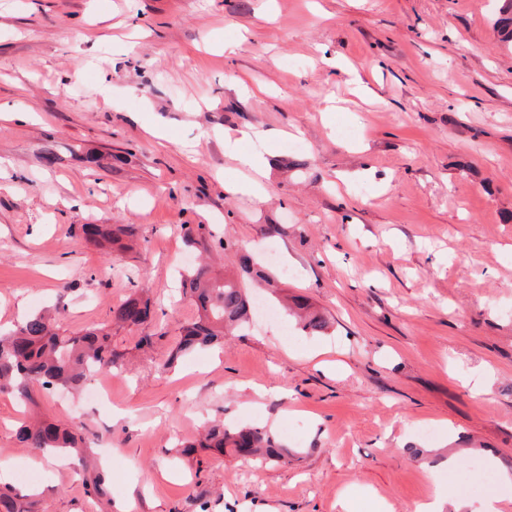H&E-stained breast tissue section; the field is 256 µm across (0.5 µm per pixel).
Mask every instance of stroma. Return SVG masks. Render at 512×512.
<instances>
[{
  "label": "stroma",
  "instance_id": "stroma-1",
  "mask_svg": "<svg viewBox=\"0 0 512 512\" xmlns=\"http://www.w3.org/2000/svg\"><path fill=\"white\" fill-rule=\"evenodd\" d=\"M499 7L0 0V110L28 115L0 121V332L56 306L64 334L111 325L118 353L110 402L37 394L81 429L111 499L88 495L77 462L22 446L7 394L0 478L38 494L39 512H342L345 498L351 512H416L438 489L472 512L500 493L512 512V48ZM248 128L265 134L260 194L224 146L255 149L238 137ZM82 224L126 226L135 248L89 247ZM185 224L210 225L228 271L246 254L278 275L328 330L260 314L173 357L197 315L177 288L200 252ZM142 288L151 324H112ZM207 422L267 427L293 455L182 454Z\"/></svg>",
  "mask_w": 512,
  "mask_h": 512
}]
</instances>
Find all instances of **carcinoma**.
Here are the masks:
<instances>
[{
	"label": "carcinoma",
	"mask_w": 512,
	"mask_h": 512,
	"mask_svg": "<svg viewBox=\"0 0 512 512\" xmlns=\"http://www.w3.org/2000/svg\"><path fill=\"white\" fill-rule=\"evenodd\" d=\"M501 41L512 43V0H503L500 17L495 21ZM125 228L110 224H83L81 235L86 244L106 251L121 242ZM241 269L252 281L274 291L277 282L264 270H253L248 258L240 260ZM180 286L196 304L198 317L181 327L175 353L186 354L217 345L224 335L243 331L253 315V300L245 285L234 276L214 272L202 264L181 277ZM293 307L306 312L301 329L320 334L326 320L308 312V307L292 299ZM153 318L151 300L142 291L112 308V322L141 326ZM116 355L112 333L106 326L88 327L73 335L59 332L56 317L47 310L23 318L11 332L0 336V393H6L21 405L36 404L35 389L80 390L96 373H110ZM20 442L41 452H63L86 462L84 437L79 430L64 423L39 420L23 424ZM202 448L230 449L239 456H261L272 461L288 460V449L263 427L243 426L233 430L223 424L205 427ZM35 502L13 488H0V512H35Z\"/></svg>",
	"instance_id": "carcinoma-1"
}]
</instances>
